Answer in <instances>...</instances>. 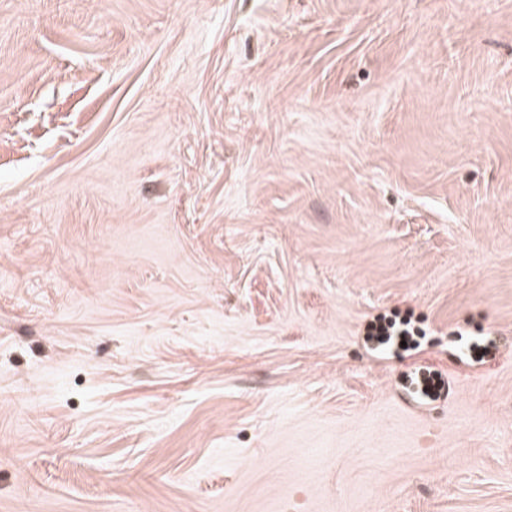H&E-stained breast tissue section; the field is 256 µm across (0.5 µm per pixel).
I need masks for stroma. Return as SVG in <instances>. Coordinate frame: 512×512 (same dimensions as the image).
<instances>
[{"label": "stroma", "instance_id": "obj_1", "mask_svg": "<svg viewBox=\"0 0 512 512\" xmlns=\"http://www.w3.org/2000/svg\"><path fill=\"white\" fill-rule=\"evenodd\" d=\"M0 512H512V0H0Z\"/></svg>", "mask_w": 512, "mask_h": 512}]
</instances>
